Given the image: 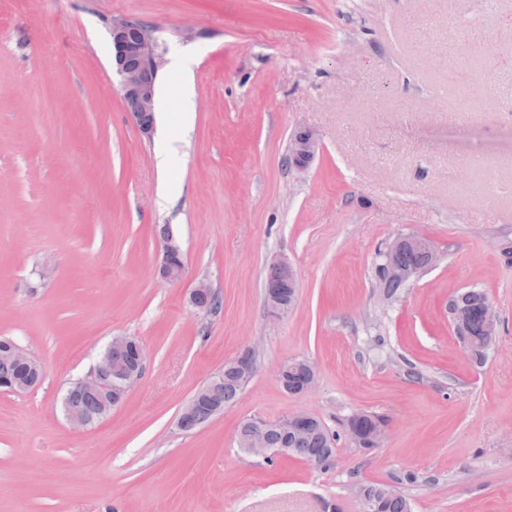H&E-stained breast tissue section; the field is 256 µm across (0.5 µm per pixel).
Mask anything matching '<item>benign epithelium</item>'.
I'll use <instances>...</instances> for the list:
<instances>
[{
	"instance_id": "7a95c632",
	"label": "benign epithelium",
	"mask_w": 512,
	"mask_h": 512,
	"mask_svg": "<svg viewBox=\"0 0 512 512\" xmlns=\"http://www.w3.org/2000/svg\"><path fill=\"white\" fill-rule=\"evenodd\" d=\"M109 31L112 37V60L119 78V90L127 116L141 136L149 138L155 128V99L157 82L161 66L159 45L152 30L142 22L123 16L111 18ZM319 140L315 132L309 129L298 130L291 136L287 163L290 170L297 174L305 172L317 151ZM404 246L424 251L428 256V265L438 261V253L431 241L419 234L409 233L396 237L382 252L380 259L382 273L376 276V287L381 295H386L389 282L398 281L404 285L415 279L421 270L401 264L397 252ZM181 254V248L174 236H168L163 244V259L158 273L164 280L177 282L184 276V267L175 263ZM268 269L276 274V279L266 282L265 302L274 314L283 315L288 312V300L296 297L297 278L292 265L287 259L275 257L268 263ZM133 345L134 359L129 365L113 364L112 351L122 350ZM14 359L26 364L32 370L27 383L21 384L12 380L0 381V390L21 395L34 388L44 376V368L38 358L25 347L11 343L6 349ZM149 358L144 343H131L126 336H115L102 353L96 366L82 380L77 382L74 391L89 394L97 398L100 407L96 415L85 416L70 413L66 415L69 424L79 430H87L97 426L116 407L141 380L146 362ZM238 374L251 379L257 371L255 349L246 348L231 359ZM222 383V374L214 376L206 385L198 389L182 408L177 426L183 431L194 428L192 411L199 397L207 394L212 388ZM312 421L305 411L293 412L279 420L287 436L297 438L304 434ZM390 431V422L384 418L378 421L368 437L358 435L351 441L359 448L370 450L378 448L386 440Z\"/></svg>"
}]
</instances>
